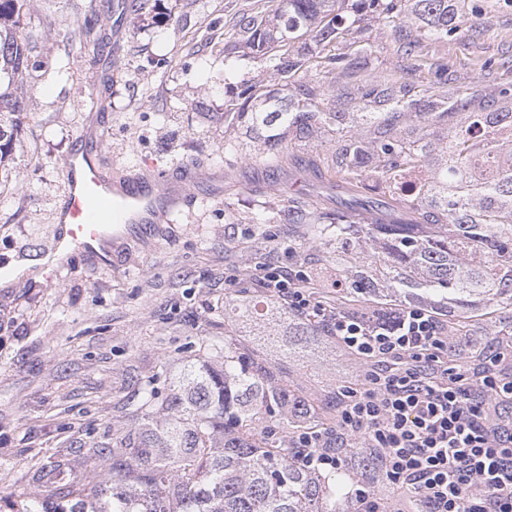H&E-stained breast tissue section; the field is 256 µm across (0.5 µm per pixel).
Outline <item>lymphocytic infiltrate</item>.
<instances>
[{"label": "lymphocytic infiltrate", "mask_w": 512, "mask_h": 512, "mask_svg": "<svg viewBox=\"0 0 512 512\" xmlns=\"http://www.w3.org/2000/svg\"><path fill=\"white\" fill-rule=\"evenodd\" d=\"M260 280L295 311L320 316L361 368L360 385L341 393L336 432L293 435L305 465L340 466L339 449L361 439L414 512H512V421L496 415L512 401L502 353L460 371L448 355L467 340L450 335L432 309L404 307L377 322L313 305L278 271L262 270Z\"/></svg>", "instance_id": "f902f5d3"}]
</instances>
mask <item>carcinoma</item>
<instances>
[{
    "label": "carcinoma",
    "instance_id": "1",
    "mask_svg": "<svg viewBox=\"0 0 512 512\" xmlns=\"http://www.w3.org/2000/svg\"><path fill=\"white\" fill-rule=\"evenodd\" d=\"M27 0H0V167L13 160L23 127L24 99L40 68ZM420 22L410 31L397 20ZM394 28V47L406 55L424 39L448 40L460 25L450 0H278L270 12L243 10L233 20L234 41L218 48L229 59L244 48L256 64L269 63V87L242 84L224 109V123L240 127L264 145L268 167L281 169L280 144L306 140L321 128L336 132V208L312 211L291 201L275 212L276 224H310L315 239L336 237L353 246L336 252V277H353V288L375 300L384 285L408 306L418 296L435 309L464 314L484 306L512 307V149L495 141L498 116L512 115V91L501 92L495 112H474L466 128H451L441 163L411 189L403 180L428 163L427 134L408 127L448 123L471 106L443 90L420 95L407 82L367 80L364 49L338 57L326 53L344 32L365 20ZM340 70L335 88L322 76ZM360 100L373 137L349 129L348 108ZM378 176L368 187L365 170ZM379 247V255L364 246ZM473 252L478 269L464 267ZM288 328L275 336L283 358L257 361L241 352L237 336L263 335L271 324ZM322 326L278 304L269 295L224 301V341L174 380L156 401L143 388L136 428L92 449L93 469L58 480L62 493L52 512H345L341 507L354 467L379 469L378 458L355 444L340 448L339 469L304 466L289 441L296 429H331L327 407L286 376L293 347L315 344Z\"/></svg>",
    "mask_w": 512,
    "mask_h": 512
}]
</instances>
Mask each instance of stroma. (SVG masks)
I'll use <instances>...</instances> for the list:
<instances>
[{"instance_id": "1", "label": "stroma", "mask_w": 512, "mask_h": 512, "mask_svg": "<svg viewBox=\"0 0 512 512\" xmlns=\"http://www.w3.org/2000/svg\"><path fill=\"white\" fill-rule=\"evenodd\" d=\"M115 0H30L40 28L37 55L49 74L34 78L14 161L0 170V263L20 265L51 248L64 195L61 167L90 114V95L108 105L104 156L117 167L226 164L224 142H238L235 209L198 198L173 223L112 247V264L73 258L53 281L23 277L0 288V499L26 507L42 491L29 482L43 456L58 454L78 470L93 448L132 426L129 401L145 385L166 397L203 341L224 334V301L261 294L258 273L272 266L304 284L326 263L303 224H261L259 214L288 204V192L262 161L259 143L224 125L231 88L265 78L251 61L225 71L215 42L229 40L236 11L273 9L272 0H155L151 14H115ZM459 0L460 33L426 42L419 54L395 53L388 27L368 22L337 42L347 55L365 47L370 75H388L430 92L431 62L448 65V90L490 106L512 90V10L486 0L472 17ZM99 16L100 50L81 47L89 9ZM468 337L458 357L512 349V310H479L449 319ZM301 387L323 395L357 384L354 356L332 336L291 360Z\"/></svg>"}]
</instances>
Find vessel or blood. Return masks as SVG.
<instances>
[{
    "label": "vessel or blood",
    "instance_id": "b4317fda",
    "mask_svg": "<svg viewBox=\"0 0 512 512\" xmlns=\"http://www.w3.org/2000/svg\"><path fill=\"white\" fill-rule=\"evenodd\" d=\"M101 130L98 118H91L62 165L66 193L55 243L45 254L47 277H54L65 260L76 254L108 265L111 242L135 230L147 234L157 225L170 223L188 205L189 186L208 183L211 198L223 195L224 173L195 164L106 174Z\"/></svg>",
    "mask_w": 512,
    "mask_h": 512
}]
</instances>
